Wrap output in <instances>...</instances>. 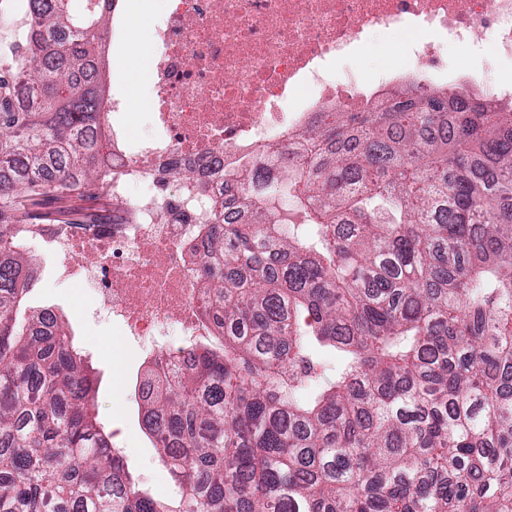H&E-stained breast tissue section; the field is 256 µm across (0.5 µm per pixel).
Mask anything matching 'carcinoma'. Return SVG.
<instances>
[{
    "mask_svg": "<svg viewBox=\"0 0 512 512\" xmlns=\"http://www.w3.org/2000/svg\"><path fill=\"white\" fill-rule=\"evenodd\" d=\"M70 2L0 0V512H512V101L406 96L310 125L307 173L240 166L247 219L199 259L214 336L139 388L173 508L112 451L68 328L24 307L27 226L107 195L104 11Z\"/></svg>",
    "mask_w": 512,
    "mask_h": 512,
    "instance_id": "carcinoma-1",
    "label": "carcinoma"
}]
</instances>
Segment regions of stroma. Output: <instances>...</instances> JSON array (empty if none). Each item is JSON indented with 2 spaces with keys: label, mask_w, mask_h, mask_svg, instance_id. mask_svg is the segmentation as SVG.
Masks as SVG:
<instances>
[{
  "label": "stroma",
  "mask_w": 512,
  "mask_h": 512,
  "mask_svg": "<svg viewBox=\"0 0 512 512\" xmlns=\"http://www.w3.org/2000/svg\"><path fill=\"white\" fill-rule=\"evenodd\" d=\"M162 0H118V14L129 23L125 41L148 40L150 22L163 9ZM29 310L53 309L62 315L94 368L95 404L99 419L112 441L125 451L124 458L139 490L158 500L178 498L175 486L159 460L158 450L146 435L135 387L144 378V359H123L119 353V329L101 315L89 291L50 277H41L27 298Z\"/></svg>",
  "instance_id": "obj_1"
}]
</instances>
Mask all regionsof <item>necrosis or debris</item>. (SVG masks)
Here are the masks:
<instances>
[{"label": "necrosis or debris", "mask_w": 512, "mask_h": 512, "mask_svg": "<svg viewBox=\"0 0 512 512\" xmlns=\"http://www.w3.org/2000/svg\"><path fill=\"white\" fill-rule=\"evenodd\" d=\"M379 32L404 65L369 79L356 62ZM151 37L153 132L113 137L101 159L111 211L33 225L24 242L92 288L127 346L181 357L210 334L198 227L236 163L271 164L266 147L290 150L322 113L377 112L405 86L455 90L485 49L512 60V0H166Z\"/></svg>", "instance_id": "1"}]
</instances>
